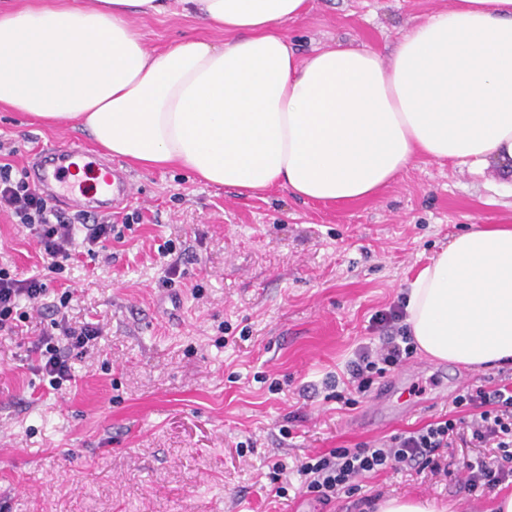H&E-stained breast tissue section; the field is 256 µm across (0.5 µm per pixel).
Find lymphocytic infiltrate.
I'll return each instance as SVG.
<instances>
[{
	"label": "lymphocytic infiltrate",
	"mask_w": 512,
	"mask_h": 512,
	"mask_svg": "<svg viewBox=\"0 0 512 512\" xmlns=\"http://www.w3.org/2000/svg\"><path fill=\"white\" fill-rule=\"evenodd\" d=\"M0 211L8 212L14 223L23 225L36 238L50 258V271L63 270L71 258L75 240H82L92 255L106 252L115 232L111 216L90 217L77 213L63 217L55 205L33 186L26 173H15L9 162H0ZM45 293L43 283L34 277L21 278L0 267V331L12 329L24 314L21 300H39ZM403 306L396 305L379 313L377 322L390 333L379 346L361 347L347 365L346 389L366 394L376 379L413 358L417 346L404 326ZM98 330L86 324L80 330L62 328L60 335L43 334L33 350L41 356L40 370L52 389H61L70 381L69 356L85 350L97 339ZM454 415L429 422L419 429L396 434L389 439L362 442L352 448H335L324 454L306 457L297 468L308 493L320 502L330 503L341 495L359 491V480L368 474L440 468L443 448L449 447L460 430H467L470 442L495 444L496 456L476 455L462 467L465 489H491L512 479V382L488 388L469 385L452 400Z\"/></svg>",
	"instance_id": "lymphocytic-infiltrate-1"
}]
</instances>
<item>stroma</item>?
Segmentation results:
<instances>
[{"label":"stroma","mask_w":512,"mask_h":512,"mask_svg":"<svg viewBox=\"0 0 512 512\" xmlns=\"http://www.w3.org/2000/svg\"><path fill=\"white\" fill-rule=\"evenodd\" d=\"M453 2L310 0L308 13L279 31L304 56L334 41L384 56ZM132 24L151 52L224 40L180 14ZM0 142L15 148L23 170L40 148L82 144L84 177L63 186L94 196L103 150L72 123L1 111ZM125 171L135 195L120 211L140 210L143 221L111 242L108 262L77 243L64 271L51 273L35 239L0 212V265L47 288L28 305L29 321L0 332V512H359V497L388 495L489 512L495 497L512 493V481L470 493L454 476L408 470L362 478L359 496L324 505L293 470L306 456L447 414L461 373L489 387L512 378V362L467 370L415 354L412 391L424 407L372 427L359 424L371 395L347 406L325 387L360 346L377 342L372 316L400 302L449 237L474 224L512 225V192L494 171L420 159L347 204L215 186L176 167ZM168 240L188 250L172 285L158 251ZM65 292L67 326L90 322L99 336L71 356L72 379L54 391L30 346ZM278 461L286 470L275 484L269 472Z\"/></svg>","instance_id":"1"}]
</instances>
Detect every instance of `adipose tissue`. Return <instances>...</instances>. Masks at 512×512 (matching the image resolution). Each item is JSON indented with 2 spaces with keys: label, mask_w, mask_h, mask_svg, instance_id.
<instances>
[{
  "label": "adipose tissue",
  "mask_w": 512,
  "mask_h": 512,
  "mask_svg": "<svg viewBox=\"0 0 512 512\" xmlns=\"http://www.w3.org/2000/svg\"><path fill=\"white\" fill-rule=\"evenodd\" d=\"M309 0H19L0 9V109L75 122L115 157L208 183L354 202L420 157L512 182V0H455L388 57L299 55L278 25ZM175 12L224 41L148 52L132 16ZM428 358L512 361V227L453 236L410 283Z\"/></svg>",
  "instance_id": "1"
}]
</instances>
